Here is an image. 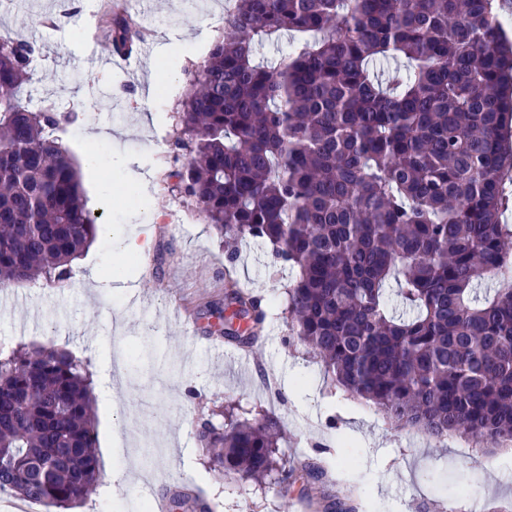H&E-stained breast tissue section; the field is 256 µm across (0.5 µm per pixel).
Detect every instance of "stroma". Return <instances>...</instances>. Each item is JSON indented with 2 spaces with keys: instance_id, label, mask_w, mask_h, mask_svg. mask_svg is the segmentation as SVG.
<instances>
[{
  "instance_id": "stroma-1",
  "label": "stroma",
  "mask_w": 512,
  "mask_h": 512,
  "mask_svg": "<svg viewBox=\"0 0 512 512\" xmlns=\"http://www.w3.org/2000/svg\"><path fill=\"white\" fill-rule=\"evenodd\" d=\"M61 0H0V33L33 42V79L22 103L55 104L56 131L79 168L85 208L112 233L98 236L62 282L0 285V351L47 341L87 359L95 391L113 376V399L96 398L99 482L79 512H136L160 489L203 490L213 512H293L301 485L260 483L223 474L200 448L196 425L233 403L240 418L262 412L286 435L280 458L310 461L323 473L308 501L313 512H448L467 507L473 489L481 512H512V446L486 449L455 437L439 442L396 427L365 401L327 380L313 354L289 343L286 296L269 246L244 245L234 278L264 296L265 344L245 353L210 341L224 294V253L199 205L171 193L172 142L189 75L224 34L225 0H72L63 23L48 25ZM149 29L150 49L136 71L115 52L105 13ZM169 56H160V48ZM150 184L137 195V177ZM111 197H103L104 188ZM150 237L141 256L113 279L115 245ZM182 311L191 328L176 323Z\"/></svg>"
}]
</instances>
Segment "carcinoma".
<instances>
[{
	"instance_id": "cac0c4a2",
	"label": "carcinoma",
	"mask_w": 512,
	"mask_h": 512,
	"mask_svg": "<svg viewBox=\"0 0 512 512\" xmlns=\"http://www.w3.org/2000/svg\"><path fill=\"white\" fill-rule=\"evenodd\" d=\"M189 79L171 190L232 266L260 241L291 270L288 330L334 386L438 439L512 443V41L495 0H227ZM112 41L139 31L122 16ZM289 36L274 64L257 47ZM35 46L0 38V284L66 279L96 239L51 107L20 103ZM396 62L391 82L371 65ZM220 333L250 345L262 300L225 280ZM93 373L52 344L0 352V492L77 507L96 486ZM224 422L217 424L214 418ZM196 437L229 474L303 486L279 426L214 411Z\"/></svg>"
}]
</instances>
